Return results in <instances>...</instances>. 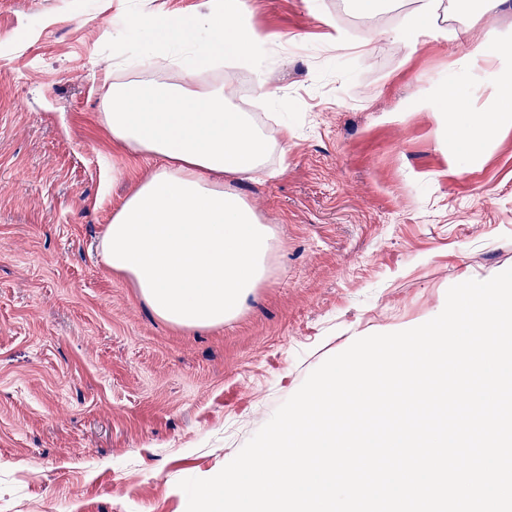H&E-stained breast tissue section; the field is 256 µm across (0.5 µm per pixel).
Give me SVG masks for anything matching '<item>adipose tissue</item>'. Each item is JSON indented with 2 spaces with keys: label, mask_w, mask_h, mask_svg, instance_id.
<instances>
[{
  "label": "adipose tissue",
  "mask_w": 512,
  "mask_h": 512,
  "mask_svg": "<svg viewBox=\"0 0 512 512\" xmlns=\"http://www.w3.org/2000/svg\"><path fill=\"white\" fill-rule=\"evenodd\" d=\"M410 42L429 35L457 0H409ZM235 0H205L189 18L152 21L150 54L167 61L182 82L112 81L101 123L113 144L157 158L153 171L113 212L100 238L103 263L128 279L152 312L179 328L223 326L264 281L274 234L233 184L264 167L276 139L251 113L232 106L231 86L200 83L186 61L206 39L215 58L257 66L266 41L245 20L227 25ZM459 89L446 93L441 116L457 150L480 159L491 134L512 112H457Z\"/></svg>",
  "instance_id": "obj_1"
}]
</instances>
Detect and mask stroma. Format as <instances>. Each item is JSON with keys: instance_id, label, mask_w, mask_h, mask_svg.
I'll return each instance as SVG.
<instances>
[{"instance_id": "35a3bbf8", "label": "stroma", "mask_w": 512, "mask_h": 512, "mask_svg": "<svg viewBox=\"0 0 512 512\" xmlns=\"http://www.w3.org/2000/svg\"><path fill=\"white\" fill-rule=\"evenodd\" d=\"M202 2L0 0V512H186L180 481L218 474L349 337L512 268V127L474 162L439 115L451 85L461 112L493 106L485 57L512 55V36L489 39L512 33V5L465 0L470 37L412 47L405 4L240 0L274 44L273 95L233 103L294 131L261 180L235 185L277 247L224 326L157 318L97 251L153 166L106 137L102 72L114 20Z\"/></svg>"}]
</instances>
